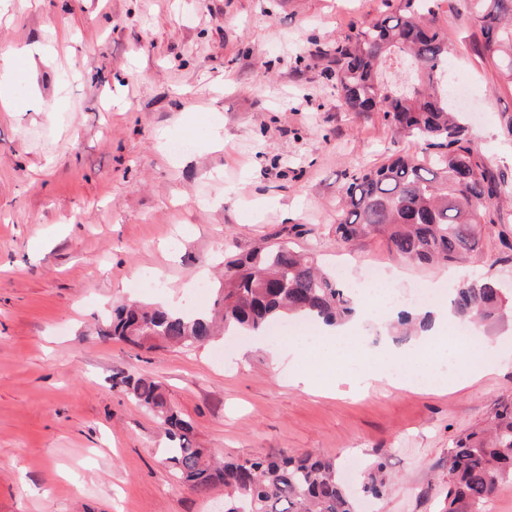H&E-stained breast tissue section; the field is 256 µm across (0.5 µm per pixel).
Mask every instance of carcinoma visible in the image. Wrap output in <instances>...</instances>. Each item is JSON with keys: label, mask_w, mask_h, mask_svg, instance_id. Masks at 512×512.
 <instances>
[{"label": "carcinoma", "mask_w": 512, "mask_h": 512, "mask_svg": "<svg viewBox=\"0 0 512 512\" xmlns=\"http://www.w3.org/2000/svg\"><path fill=\"white\" fill-rule=\"evenodd\" d=\"M484 38V58L512 82V0H466ZM411 57L414 86L394 91L381 79L398 55ZM336 91L349 112H380L386 124L417 145L411 154L354 173L342 187L344 215L336 239L349 244L386 238L397 257L418 264L455 263L482 247L481 226L512 223L495 199L501 181L473 146L468 129L445 98V36L419 5L376 20L336 43ZM507 297L495 279H469L455 289L454 314L485 324L503 315ZM355 299L314 259L291 243L273 242L228 261L220 298L209 311L123 304L112 310L103 335L135 346L203 347L219 330L262 332L274 319L299 316L328 326L354 313ZM127 396L155 415L170 446L166 461L176 477L198 492L224 486V512H358L337 477L336 461L310 451L260 453L218 463L199 447L161 385L123 376ZM384 463L365 473L362 491L379 498ZM512 477V407L486 429L456 442L448 460V512H483L499 483Z\"/></svg>", "instance_id": "cac0c4a2"}]
</instances>
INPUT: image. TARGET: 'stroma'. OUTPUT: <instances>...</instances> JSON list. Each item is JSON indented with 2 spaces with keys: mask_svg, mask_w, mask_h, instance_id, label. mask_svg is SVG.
I'll use <instances>...</instances> for the list:
<instances>
[{
  "mask_svg": "<svg viewBox=\"0 0 512 512\" xmlns=\"http://www.w3.org/2000/svg\"><path fill=\"white\" fill-rule=\"evenodd\" d=\"M406 2L0 0V57L26 52L14 93L37 101L0 103V512H213L223 488L200 495L173 475L163 429L113 383L129 374L159 381L216 457L380 460V499L341 476L360 512H444L450 448L512 404L511 312L494 329L503 354L453 392L380 382L352 395L339 363L324 395L290 385L244 336L187 350L99 334L125 302L211 309L225 260L295 224L298 248L347 281L395 270L397 288L429 286L437 303L485 275L512 297V224L484 229L481 253L454 267L402 262L380 236L336 240L347 175L415 146L381 113L341 107L321 52ZM430 7L512 212V85L482 60L464 0ZM144 269L162 288L139 286Z\"/></svg>",
  "mask_w": 512,
  "mask_h": 512,
  "instance_id": "1",
  "label": "stroma"
}]
</instances>
